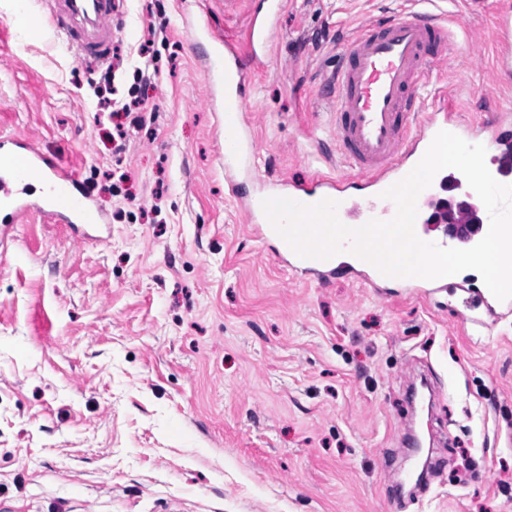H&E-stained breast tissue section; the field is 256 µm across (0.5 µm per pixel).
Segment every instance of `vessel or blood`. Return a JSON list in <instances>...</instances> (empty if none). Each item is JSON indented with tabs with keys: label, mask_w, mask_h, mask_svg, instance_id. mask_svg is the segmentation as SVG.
Wrapping results in <instances>:
<instances>
[{
	"label": "vessel or blood",
	"mask_w": 512,
	"mask_h": 512,
	"mask_svg": "<svg viewBox=\"0 0 512 512\" xmlns=\"http://www.w3.org/2000/svg\"><path fill=\"white\" fill-rule=\"evenodd\" d=\"M33 27L50 26L62 36L76 60L105 54L109 42L104 33L112 18L111 0H67V19L55 12L40 13L31 0H16ZM283 0H264L250 21L247 39L225 40L223 51L209 60V70L224 83V172L231 184L252 178V160L261 146L247 134L249 126L248 67H259L260 55L272 38L273 23ZM494 36L504 53L512 52V12L505 10L495 21ZM450 31L446 19L429 11H415L386 24L370 22L340 47L343 63L333 74L338 90L333 127L338 152L351 173L333 177L321 173L300 184L285 180L265 184L243 200L246 219L260 240L275 241L281 259L292 269L326 278L346 271L372 287L388 278L363 259L338 268L335 259L303 258L280 237L266 216L262 202L288 198L311 205L328 199L336 202L339 220L357 217L360 223L373 219L391 220L396 207L384 191L402 181L416 166L442 130L472 141V128L460 122L450 103L424 112L418 87L429 78L432 66L447 54ZM41 195H33V185ZM40 215L51 224L102 226L109 219L99 210L93 193L78 181L68 166L26 137L0 136V235L17 224ZM452 222L465 232V242L487 233L489 214L479 198L470 209L454 212ZM406 292L422 300L431 288L447 287L439 278L406 279ZM473 323L486 317L512 315V299L498 300L480 289L472 291Z\"/></svg>",
	"instance_id": "obj_1"
}]
</instances>
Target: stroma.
Masks as SVG:
<instances>
[{"label":"stroma","instance_id":"35a3bbf8","mask_svg":"<svg viewBox=\"0 0 512 512\" xmlns=\"http://www.w3.org/2000/svg\"><path fill=\"white\" fill-rule=\"evenodd\" d=\"M504 0H432L452 21L438 89L464 118L512 114L495 55ZM259 0H112L107 59L75 63L0 0V135L67 160L105 242L34 219L0 272V512H512V316L482 328L448 293L292 271L252 235L224 175L209 52ZM411 0H285L249 76L256 174H348L336 52ZM150 55H142L143 44ZM150 78L146 125L100 103Z\"/></svg>","mask_w":512,"mask_h":512}]
</instances>
